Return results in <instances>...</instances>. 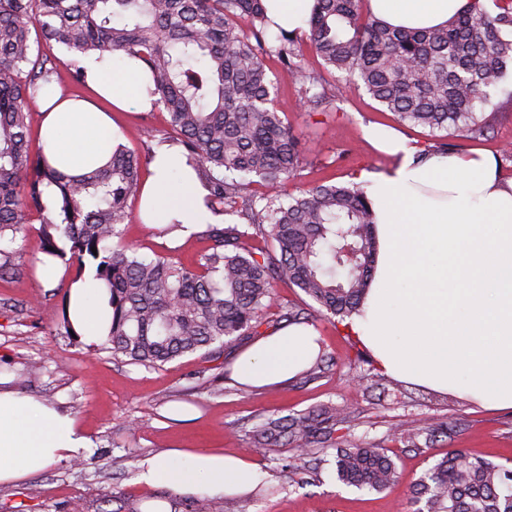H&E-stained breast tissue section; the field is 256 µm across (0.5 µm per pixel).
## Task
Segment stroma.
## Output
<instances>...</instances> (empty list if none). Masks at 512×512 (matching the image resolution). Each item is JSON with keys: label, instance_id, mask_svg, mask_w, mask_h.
<instances>
[{"label": "stroma", "instance_id": "stroma-1", "mask_svg": "<svg viewBox=\"0 0 512 512\" xmlns=\"http://www.w3.org/2000/svg\"><path fill=\"white\" fill-rule=\"evenodd\" d=\"M275 75L277 107L305 142L298 183L345 184L360 172L390 169L392 158L363 138V128L370 124L422 146L431 141L428 129L398 123L348 74L328 75L339 96L324 112L303 111L288 73L279 69ZM496 103L489 134L476 141L458 140V153L496 155L512 142V97L498 95ZM112 118L123 144L137 152L149 147L148 131L166 127V114L157 108L142 112L131 107ZM124 240L143 253H164L188 266L206 247L205 241L177 231L151 236L135 215ZM16 246L19 271L0 278V390L34 397L68 415L89 446L79 460L56 461L25 479L0 484V512H147L153 503L168 506L169 512H193L197 492L136 481L143 459L172 451L241 454L259 468L262 495L247 504L234 495L211 496L213 512H414L417 480L448 450L463 448L496 462L512 460V409L485 408L451 392L405 382L388 396L356 385L346 377L344 363L361 351V344L343 324L317 316L315 303L302 292L277 290L279 297L313 312L327 364L309 379L243 386L225 377L219 363L196 355L148 369L112 357L99 343L55 335L52 317L71 280L48 285L39 278L42 245L36 225L18 234ZM330 403L350 413L343 434L382 444L393 458L398 479L388 492L345 487L327 466L297 484L278 463L286 449L250 451L249 432L259 417L295 415ZM406 420L448 422L456 429L434 447L402 448L387 435Z\"/></svg>", "mask_w": 512, "mask_h": 512}]
</instances>
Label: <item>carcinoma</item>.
Wrapping results in <instances>:
<instances>
[{"label":"carcinoma","instance_id":"carcinoma-1","mask_svg":"<svg viewBox=\"0 0 512 512\" xmlns=\"http://www.w3.org/2000/svg\"><path fill=\"white\" fill-rule=\"evenodd\" d=\"M363 2L315 0L302 36L272 30L264 0H0V278L17 271V234L39 223L42 252L68 261L74 279L93 262L111 309L105 349L145 368L197 353L229 361L264 325L309 323L291 301L268 320L279 283L329 319L351 317L377 251L371 204L354 182L287 192L305 150L276 107L267 60L300 85L308 112L336 97L309 68L311 51L324 69L356 77L395 119L452 138L486 134L487 109L512 78V0H494L495 14L470 0L447 25L423 31L392 28L364 13ZM97 53L143 62L172 131L158 143L179 148L208 191L206 208L233 218L197 232L207 247L192 266L123 243L152 152L119 143L106 165L73 176L50 167L42 147L31 149V106L49 87L67 97L70 86L87 85L80 60ZM257 238L267 246H247ZM368 363L358 353L347 375L363 384ZM347 419L332 404L268 416L251 430V444L293 449L279 458L291 476L320 462L346 486L390 489L396 464L377 444L346 437L333 459L316 457L317 445L336 444ZM441 436L448 425L427 423L396 428L391 441L429 448ZM416 494L417 512H512V461L457 448L425 473Z\"/></svg>","mask_w":512,"mask_h":512}]
</instances>
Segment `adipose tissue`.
<instances>
[{"label": "adipose tissue", "mask_w": 512, "mask_h": 512, "mask_svg": "<svg viewBox=\"0 0 512 512\" xmlns=\"http://www.w3.org/2000/svg\"><path fill=\"white\" fill-rule=\"evenodd\" d=\"M467 4L366 0V9L392 27L427 30L446 25ZM82 65L98 102L53 96L39 102L47 158L71 175L105 164L117 143L100 101L119 110L153 107L141 73L116 67L111 55H91ZM364 136L396 162L387 173L357 178L372 202L378 250L361 309L345 322L349 333L386 375L453 390L482 406L512 408V179L486 153H426L374 125ZM149 171L139 207L144 223L213 222L206 188L176 152L157 148ZM69 317L86 340L106 336L99 281L88 276L71 284ZM317 340L313 327H282L240 356L234 377L254 387L285 381L316 358ZM87 445L69 417L33 398L0 392V483L79 458ZM136 479L223 495L252 492L261 475L242 458L203 450L176 463L146 458Z\"/></svg>", "instance_id": "ef3b65f1"}]
</instances>
